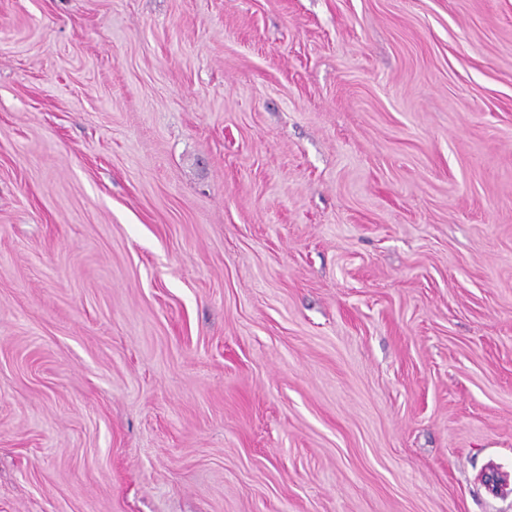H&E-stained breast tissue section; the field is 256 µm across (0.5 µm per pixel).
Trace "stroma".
I'll return each mask as SVG.
<instances>
[{
	"label": "stroma",
	"instance_id": "35a3bbf8",
	"mask_svg": "<svg viewBox=\"0 0 512 512\" xmlns=\"http://www.w3.org/2000/svg\"><path fill=\"white\" fill-rule=\"evenodd\" d=\"M0 512H512V0H0Z\"/></svg>",
	"mask_w": 512,
	"mask_h": 512
}]
</instances>
